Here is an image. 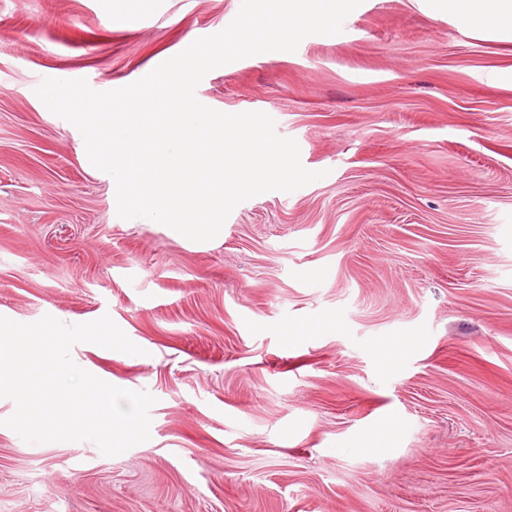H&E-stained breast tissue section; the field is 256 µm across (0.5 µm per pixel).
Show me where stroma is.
I'll use <instances>...</instances> for the list:
<instances>
[{
    "label": "stroma",
    "mask_w": 512,
    "mask_h": 512,
    "mask_svg": "<svg viewBox=\"0 0 512 512\" xmlns=\"http://www.w3.org/2000/svg\"><path fill=\"white\" fill-rule=\"evenodd\" d=\"M241 0H0V316H110L138 355L81 368L153 395L148 441L28 443L2 421L0 512H512V31L363 0L345 33L210 71L324 178L195 242L117 214L38 98L125 87Z\"/></svg>",
    "instance_id": "1"
}]
</instances>
